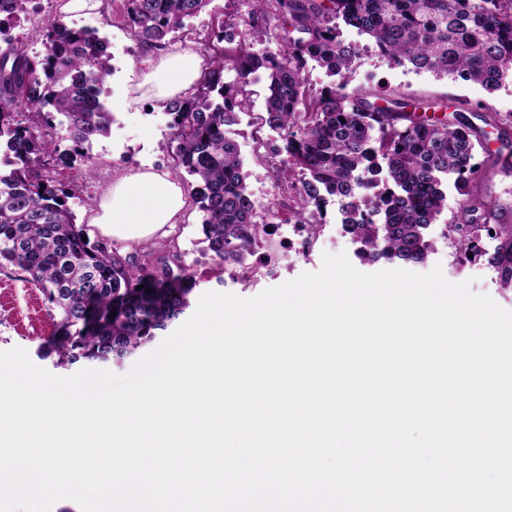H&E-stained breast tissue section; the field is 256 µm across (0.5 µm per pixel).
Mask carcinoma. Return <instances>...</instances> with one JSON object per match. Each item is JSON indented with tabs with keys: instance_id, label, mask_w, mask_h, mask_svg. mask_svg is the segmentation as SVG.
Listing matches in <instances>:
<instances>
[{
	"instance_id": "carcinoma-1",
	"label": "carcinoma",
	"mask_w": 512,
	"mask_h": 512,
	"mask_svg": "<svg viewBox=\"0 0 512 512\" xmlns=\"http://www.w3.org/2000/svg\"><path fill=\"white\" fill-rule=\"evenodd\" d=\"M0 26L29 14L30 0H8ZM209 0H122L123 20L137 40L167 47L171 34L198 16ZM247 11L218 24L214 37L229 44L215 55L195 92L171 99L170 143L175 169L194 177L192 199L203 213L202 232L218 266L243 265L269 234L256 221L237 142L227 130L248 106V86L266 79L265 123L280 131L299 210L297 224L317 235L304 217L322 212L325 196L342 202L345 231L363 245L366 260L384 258L420 266L430 245L425 230L448 207L454 177L461 223L448 234L467 261L485 259L504 288H512V223L488 219V202L476 190L477 151L489 146L462 114L430 120L422 113L438 102L383 98L371 102L347 85L313 95L305 66L313 60L334 76L350 69L357 47L340 39L342 18L368 36L397 65L459 75L487 88L512 69V0H243ZM300 33L271 58L251 51L247 40L225 34L245 27L263 35L271 21ZM44 50L29 54L9 38L0 48V143L10 165L0 173V269L14 267L41 289L59 320L42 356L54 366L79 362L120 364L168 330L191 307L194 272L176 245L155 255L121 256L105 241L85 242L86 225L75 222L64 188L34 168L56 151L51 130L64 118L74 149L109 133L112 114L92 90H101L112 66L106 41L54 18L42 26ZM234 78L226 80V73ZM37 116L24 125L22 111ZM381 189L360 197L365 177ZM497 241L489 252L481 231ZM144 288L137 289V286ZM151 293H146L147 288ZM115 318H109L111 313Z\"/></svg>"
}]
</instances>
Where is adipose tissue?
I'll list each match as a JSON object with an SVG mask.
<instances>
[{
	"mask_svg": "<svg viewBox=\"0 0 512 512\" xmlns=\"http://www.w3.org/2000/svg\"><path fill=\"white\" fill-rule=\"evenodd\" d=\"M202 59L189 50L150 55L142 61L140 87L158 105L189 91ZM188 199L166 170H141L116 177L91 207L90 224L100 235L134 246L176 230Z\"/></svg>",
	"mask_w": 512,
	"mask_h": 512,
	"instance_id": "obj_1",
	"label": "adipose tissue"
}]
</instances>
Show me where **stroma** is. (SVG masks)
<instances>
[{"mask_svg": "<svg viewBox=\"0 0 512 512\" xmlns=\"http://www.w3.org/2000/svg\"><path fill=\"white\" fill-rule=\"evenodd\" d=\"M66 0H48V18H60L68 26L96 31L108 43L122 42L124 52L112 59L113 73L108 77L101 100L112 114V125L107 136L94 139L81 154H74L73 143L63 125L52 131L58 154L47 159L51 177L62 185L82 184L79 196L70 198L69 206L75 216L92 205L109 186L113 177L148 167L171 169L173 161L168 148V117L152 99L143 95L141 61L146 49L126 27L120 13V0H103L100 10L88 13L65 11ZM240 0H210L205 9L174 35L176 46L189 49L199 56L210 57L217 43L211 37L213 27L227 17L243 14ZM338 31L344 42L357 45L359 52L353 62L350 89L366 94L389 95L408 101L462 99L476 108L507 115L512 111V81L501 82L495 89L485 90L481 85L453 81L448 75L428 71L404 81L399 77L400 66L374 54V44L366 36L339 24ZM250 102L240 114L237 142L248 172L247 189L253 200L270 212L271 221L291 218L293 201L274 192L273 169L266 149L280 145L276 131L264 123V84L249 86ZM456 189H449L450 205L440 217L439 224L431 225L426 233L430 243L429 255L418 273L425 274L441 267L445 278L453 283L470 281L473 292L489 295L499 306L512 310V291L500 288L494 271L485 263H459L449 255L446 241L439 235L440 224H452L458 219L455 202ZM202 213L197 204H189L178 224V245L187 265L197 276L196 294L207 292L231 293L241 298H252L265 289L283 284L305 272L318 271L322 256L350 247V236H317L314 252L304 258L281 250L277 236H269L263 245V256H250L244 266L217 268L214 256L204 241L201 229ZM251 267L249 277H242L243 267ZM54 329L48 304L43 294L23 279L15 268L0 272V351L15 347L27 351L31 361L44 369H52L51 359L39 358L37 348Z\"/></svg>", "mask_w": 512, "mask_h": 512, "instance_id": "stroma-1", "label": "stroma"}]
</instances>
